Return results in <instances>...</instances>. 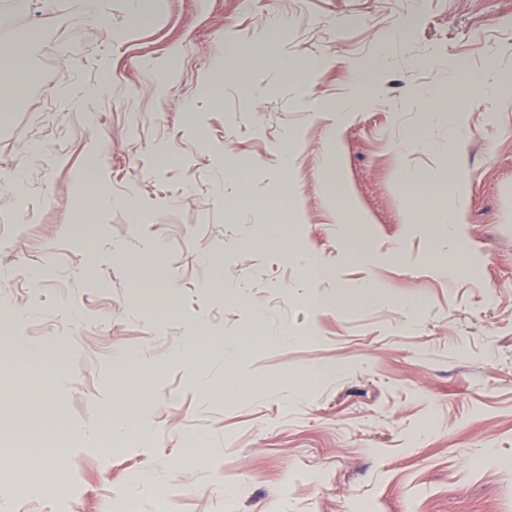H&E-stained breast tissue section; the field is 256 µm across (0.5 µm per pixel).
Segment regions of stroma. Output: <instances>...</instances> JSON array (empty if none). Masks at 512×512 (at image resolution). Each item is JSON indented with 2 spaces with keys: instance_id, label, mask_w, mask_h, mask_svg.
Wrapping results in <instances>:
<instances>
[{
  "instance_id": "obj_1",
  "label": "stroma",
  "mask_w": 512,
  "mask_h": 512,
  "mask_svg": "<svg viewBox=\"0 0 512 512\" xmlns=\"http://www.w3.org/2000/svg\"><path fill=\"white\" fill-rule=\"evenodd\" d=\"M9 2L0 28L32 42L39 80L0 85V181L16 185L0 194V363L48 372L59 418L0 395V449L24 440L61 474L35 492L0 466V512H112L116 497L129 512H512V97L458 116L447 99L453 65L474 86L512 82V0H152L140 26L131 0H57L50 27ZM228 42L246 57L221 83ZM283 57L323 68H274ZM228 158L250 162L247 183ZM89 182L110 203L86 218ZM273 214L292 218L291 245L257 235ZM293 247L326 276L308 279ZM448 252L483 262L450 280L434 263ZM369 281L383 299L337 307ZM231 342L247 357L237 398L222 393ZM195 350L208 396L177 358ZM146 354L147 389L119 396L113 368ZM314 365L336 373L307 387ZM132 407L148 431L53 445Z\"/></svg>"
}]
</instances>
